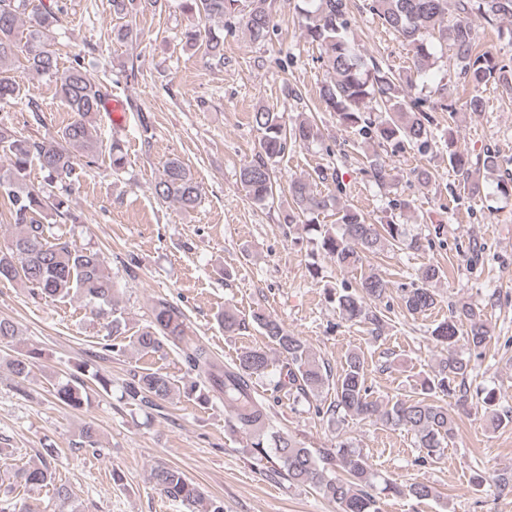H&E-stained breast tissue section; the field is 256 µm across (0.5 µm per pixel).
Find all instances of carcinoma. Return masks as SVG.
<instances>
[{"mask_svg": "<svg viewBox=\"0 0 512 512\" xmlns=\"http://www.w3.org/2000/svg\"><path fill=\"white\" fill-rule=\"evenodd\" d=\"M181 0L182 11L189 24L182 32V41L188 47L197 46L201 34H206L204 53L209 60L224 65V34L212 31L211 21L222 22V28L231 31L243 28L255 41H265L276 33L272 0ZM299 12L305 23L303 38L317 46L319 59L330 74L320 88V98L327 109L334 112L340 126L352 129L364 140L374 144H388L394 149L407 146L421 152L432 148L435 136L433 113L455 112L453 101L427 102L411 94L415 78L430 70L437 62L428 38L435 39L452 51L458 77L468 87L465 106L478 114L483 111L482 89L495 85L512 91V58L504 59L479 42L473 24L481 18L488 24L512 21V0H368V10L413 50V67L405 74H397L388 67L372 62L367 68L346 37L348 29L347 0H301ZM160 6V0H112V17L120 21L114 34L120 40L133 37V18L138 12ZM61 9L45 6L30 8V0H0V105L25 101L28 111L40 119L39 101L26 87L24 75L50 76L55 80L57 98L74 113L73 120L50 139L19 136L0 123V152L5 164L0 166V194L10 202V215L16 228L11 242L0 246V280L19 281L36 288L52 300L80 296L96 310L105 314L112 309V327L118 328L115 283L104 260L96 251L76 243L45 235L41 221L44 207L60 215L69 214L68 186L79 166L91 167L98 163L102 152H107L112 169L125 164L123 147L118 141L102 148L93 135V116L106 105L111 93L101 82L91 78L79 59L68 68L59 69L57 58L49 49L53 28L59 22ZM252 120L261 133L260 151L245 162L239 171V182L245 195L261 205L274 204L278 179L272 168L274 160L289 149L314 143L320 130L310 116L298 113L291 122L284 121L283 113L261 105L253 112ZM448 163L471 186L479 191L480 169L499 167V156L486 151L482 167L474 166L468 154L458 150L453 136H448ZM38 165L45 173L47 185H62L59 194H51L41 187L26 183L27 171ZM364 172L378 185H385L390 177L387 166L377 153L366 156ZM156 196L173 202L184 212L198 205L202 187L189 167L179 158L168 159L154 184ZM291 204L282 210L285 224H303L316 232V245L336 265L355 268L367 254L401 246L420 247L416 239H408L406 227L394 220L370 224L358 210L337 206V196L313 191L307 179L292 178L288 182ZM334 207L338 229L315 223V216ZM444 276L439 266L429 264L420 268L411 288L404 291L402 303L410 313L425 312L437 304L432 284ZM389 288L383 278L368 274L351 291L347 288L335 293V301L342 318L347 322L365 323L379 332L384 325L383 313L377 310ZM224 334L235 335L245 328V319L231 308L217 316ZM252 320L264 331L274 351L287 361L288 385L297 395L317 398L330 386L334 392L325 414L336 417L377 420L394 428H407L417 438V448L424 458H436L444 444L458 429L455 413L438 404L434 397L442 394L456 398L455 406L463 408L469 400L466 379L472 370L471 359L456 350L458 323L467 325L465 343L469 353L482 357L493 338L491 323L476 305L463 302L451 307L448 320L431 332L432 339L446 349L435 374L421 384V392L411 399L397 398L385 403L373 398L367 386L365 363L358 353L345 360L336 380H330L331 371L321 364L305 341L288 331L276 318L255 312ZM188 325L182 311L165 299L157 300L152 309L150 324L138 334L136 345L145 353L155 352L165 341L185 344V359L190 370L207 376L210 387L202 389L193 382L184 388V394L201 404L210 400V393L224 396V403L232 408L233 427L252 436L250 448L253 458L261 462L275 456L280 463L273 472L282 476L288 485L311 486L338 505L339 512H381V499L387 496H408L427 500L435 495L433 486L426 482H397L374 471L368 458L348 439L334 448H309L304 442L288 434L274 435V448L267 451L266 440L271 428L269 408L254 395L253 378L267 373L272 359L261 348L242 351L238 363L222 368L205 347L186 339ZM42 352L31 349L9 361L11 372L25 379L32 360ZM174 384L170 377L151 369L132 370L122 385V398L135 406H154L172 395ZM55 398L67 407L79 409L91 403L88 386L77 376L60 379L54 386ZM486 406V420L492 428L512 423V410L496 408L495 393L482 398ZM56 449L48 445L37 454V461L18 468L15 477L26 488L55 486L57 498L66 501L71 490L64 484L55 485V473L50 465ZM347 474L342 479L335 469ZM151 480L164 496L187 507L190 512H224L223 502L207 499L200 487L181 470L163 462L151 469Z\"/></svg>", "mask_w": 512, "mask_h": 512, "instance_id": "cac0c4a2", "label": "carcinoma"}]
</instances>
